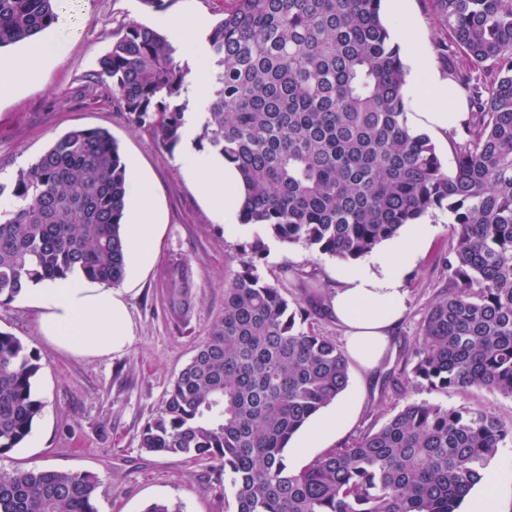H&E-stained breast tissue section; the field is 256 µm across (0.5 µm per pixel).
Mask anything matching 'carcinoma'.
I'll return each instance as SVG.
<instances>
[{"label":"carcinoma","mask_w":512,"mask_h":512,"mask_svg":"<svg viewBox=\"0 0 512 512\" xmlns=\"http://www.w3.org/2000/svg\"><path fill=\"white\" fill-rule=\"evenodd\" d=\"M59 0H0V48L32 44ZM448 80L468 93L449 134L453 172L408 125L406 71L381 0H225L205 37L211 90L196 145L235 164L242 223L281 244L355 262L446 209L449 286L412 352L418 383L512 397V0H431ZM180 46L132 22L89 82L112 90L161 146L183 139L189 75ZM129 173L111 133L72 129L0 183V302L30 283L116 286ZM310 313L248 266L170 382L139 448L217 461L235 512H459L512 425L483 410L412 402L375 431L293 469L292 438L348 386L349 357L304 328ZM38 357L0 331V454L31 434ZM99 480L51 467L0 468V512H98Z\"/></svg>","instance_id":"obj_1"}]
</instances>
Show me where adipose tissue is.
<instances>
[{
	"label": "adipose tissue",
	"instance_id": "obj_1",
	"mask_svg": "<svg viewBox=\"0 0 512 512\" xmlns=\"http://www.w3.org/2000/svg\"><path fill=\"white\" fill-rule=\"evenodd\" d=\"M399 34L404 57L414 72L413 79L402 89L413 126L435 133L457 126L463 118V102L434 66L417 28L408 24L401 27ZM59 51L58 41L43 40L18 62L0 66V92L30 82ZM188 173L198 181L225 224L239 227L244 188L234 165L204 152L194 156ZM135 200L123 234L130 255L144 265L153 257L160 226L151 194L144 185H137ZM424 234L423 227L413 228L384 254L378 267L346 272L331 300V312L344 332L345 347L365 369H374L380 363L391 333L403 316V270ZM24 293L38 311L40 339L57 350L95 359L125 353L132 344L128 305L119 289L71 278L31 284Z\"/></svg>",
	"mask_w": 512,
	"mask_h": 512
}]
</instances>
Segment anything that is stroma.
<instances>
[{
  "label": "stroma",
  "instance_id": "35a3bbf8",
  "mask_svg": "<svg viewBox=\"0 0 512 512\" xmlns=\"http://www.w3.org/2000/svg\"><path fill=\"white\" fill-rule=\"evenodd\" d=\"M185 13L217 22L224 0H168L164 10L143 0H60V18L47 37L64 38V51L35 82L0 94V182L8 184L52 142L69 130L102 128L116 140L131 180L151 192L162 224L154 262L138 275H125L133 342L126 354L100 359L57 352L37 334V311L29 298L0 304V330L20 338L40 360L34 379L43 408L28 439L0 455L7 470L48 466L97 476L98 512H144L154 502L181 504L183 512H235L234 494L220 468L179 457L141 451L142 427L160 408L170 380L195 354L224 307V286L246 266L263 279L281 281L289 298L309 310V327L341 340L329 313L330 298L347 263L285 246L246 224L229 230L206 205L185 174L196 154L194 140L163 148L153 133L134 125L112 99L108 87L89 83L101 55L138 22L158 27L161 19ZM430 234L404 274V317L379 365L370 372L351 363L349 384L338 397L351 414L337 433L318 447L291 441L288 460L299 469L329 451L344 448L378 429L407 403L428 401L489 411L512 424V398L489 390L446 392L416 386L398 388L411 376L410 349L437 295L448 287L442 259L452 234L447 211L426 214ZM485 481L498 493L499 512H512V443L499 449Z\"/></svg>",
  "mask_w": 512,
  "mask_h": 512
}]
</instances>
